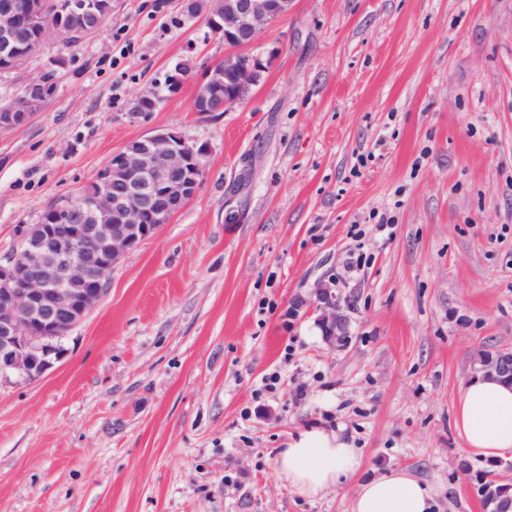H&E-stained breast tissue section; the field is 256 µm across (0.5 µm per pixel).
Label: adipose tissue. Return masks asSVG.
I'll list each match as a JSON object with an SVG mask.
<instances>
[{"label":"adipose tissue","instance_id":"1","mask_svg":"<svg viewBox=\"0 0 512 512\" xmlns=\"http://www.w3.org/2000/svg\"><path fill=\"white\" fill-rule=\"evenodd\" d=\"M455 427L466 452L496 458L512 450V385L477 373L461 385ZM280 478L298 496L314 499L354 477L362 453L342 430L313 427L289 442L276 460ZM431 486L404 469L361 483L351 512H434Z\"/></svg>","mask_w":512,"mask_h":512}]
</instances>
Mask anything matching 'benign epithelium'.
Instances as JSON below:
<instances>
[{"label": "benign epithelium", "mask_w": 512, "mask_h": 512, "mask_svg": "<svg viewBox=\"0 0 512 512\" xmlns=\"http://www.w3.org/2000/svg\"><path fill=\"white\" fill-rule=\"evenodd\" d=\"M207 17L228 51L201 80L196 93L206 112H224L244 101L264 70L262 55L239 52L260 31L288 13L292 0H219ZM92 0H0V59L22 67L48 36L74 42L95 31L85 17ZM51 82L29 83L20 102L0 110V126L22 124L48 100ZM205 149L173 130L158 131L114 153L94 181L95 191L67 195L37 224L24 227L21 243L0 261V384L40 378L63 354V340L98 304L112 270L197 192ZM327 343L345 341L347 319L336 292L317 283L309 302ZM473 369L512 383V348L481 349Z\"/></svg>", "instance_id": "7a95c632"}]
</instances>
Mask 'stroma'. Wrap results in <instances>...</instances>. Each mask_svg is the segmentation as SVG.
Instances as JSON below:
<instances>
[{
    "label": "stroma",
    "instance_id": "stroma-1",
    "mask_svg": "<svg viewBox=\"0 0 512 512\" xmlns=\"http://www.w3.org/2000/svg\"><path fill=\"white\" fill-rule=\"evenodd\" d=\"M195 2L112 0L99 31L0 71V105L57 84L0 127V259L128 143L207 150L63 357L0 385V512H351L396 467L437 512H485L496 463L464 451L454 407L474 353L512 348V0H293L225 112L194 108L225 52ZM178 63L179 90L138 113ZM320 280L346 303L336 346L293 308ZM312 426L343 427L363 466L307 500L275 461ZM51 82L46 76L29 83L20 96V102L12 107L0 110V126H16L22 124L30 112L41 108L48 100L47 91Z\"/></svg>",
    "mask_w": 512,
    "mask_h": 512
}]
</instances>
